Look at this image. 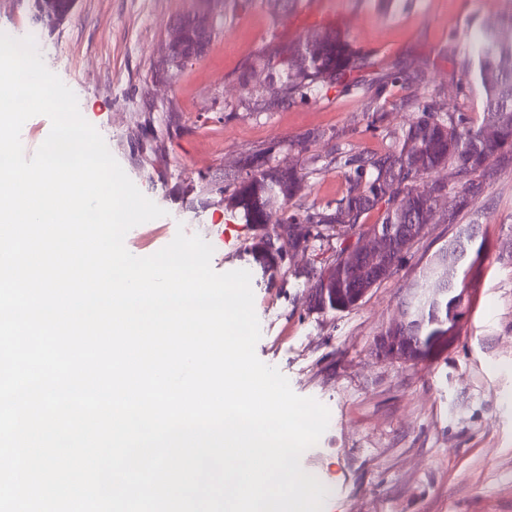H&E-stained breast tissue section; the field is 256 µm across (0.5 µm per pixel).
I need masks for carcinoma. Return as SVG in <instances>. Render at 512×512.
<instances>
[{
	"instance_id": "cac0c4a2",
	"label": "carcinoma",
	"mask_w": 512,
	"mask_h": 512,
	"mask_svg": "<svg viewBox=\"0 0 512 512\" xmlns=\"http://www.w3.org/2000/svg\"><path fill=\"white\" fill-rule=\"evenodd\" d=\"M210 40H203L191 30L184 34V55L191 61L200 57ZM300 46L276 62H267L268 73L285 84L288 94L307 95V91L325 82H339L357 68L358 59L349 44L336 32L315 31ZM464 77L478 85L484 98L482 122L474 125L462 117L439 114L433 105H421V116L402 130L394 144L384 153L345 161L347 190L336 206L323 210L305 208L295 198L305 188L306 173L301 168L280 169L266 161L249 162L246 177L240 179L227 204L239 211L247 224H308L314 230L305 241H327L340 233L366 229L381 233L385 226L413 224L415 230L407 239L395 241V252L381 272L365 278L350 275L357 264V253L351 248L336 251L331 263L313 273L312 304L321 310L342 311L356 306L371 288L392 275L411 245L424 232L427 224L439 218L451 224L481 189L474 176L485 174L492 162L512 151V122L499 124L501 116H512V41L501 38L492 29H485L470 45V56ZM498 126L497 135L488 130ZM442 169L453 171L462 182L460 191L448 195L447 183L434 179L421 189L411 184L424 175ZM279 203L276 212L273 203ZM385 208L378 222L362 224L365 213L379 203ZM259 262L267 268L278 265L281 255L271 243V235L259 238L252 246ZM448 248L433 259L430 271L422 280L406 287L405 296L415 288H425L438 281L439 263L445 260ZM422 328L419 348L422 357L433 351V339L448 324L451 310L448 294L426 298L421 307Z\"/></svg>"
}]
</instances>
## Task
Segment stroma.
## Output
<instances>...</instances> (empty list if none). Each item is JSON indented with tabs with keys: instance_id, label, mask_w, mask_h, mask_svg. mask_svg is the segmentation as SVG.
<instances>
[{
	"instance_id": "obj_1",
	"label": "stroma",
	"mask_w": 512,
	"mask_h": 512,
	"mask_svg": "<svg viewBox=\"0 0 512 512\" xmlns=\"http://www.w3.org/2000/svg\"><path fill=\"white\" fill-rule=\"evenodd\" d=\"M202 13L212 20L207 54L171 68V34ZM492 14L512 17V0H76L69 21L51 28L34 0H0V32L34 37L129 178L164 209L126 234V249L152 255L181 228L213 247L214 271L250 272L257 357L330 412L301 456L329 490L323 512H512V160L494 163L455 223L428 224L397 272L345 311L310 307L309 273L348 238L286 252L265 275L250 252L263 230L224 193L263 154L305 168L300 202L322 208L346 191L345 160L384 153L419 105L480 123L483 96L462 69ZM329 29L366 62L349 82L264 109L245 102L241 79L265 53ZM467 224L477 238L458 265L452 339L418 362L376 357L406 285Z\"/></svg>"
}]
</instances>
